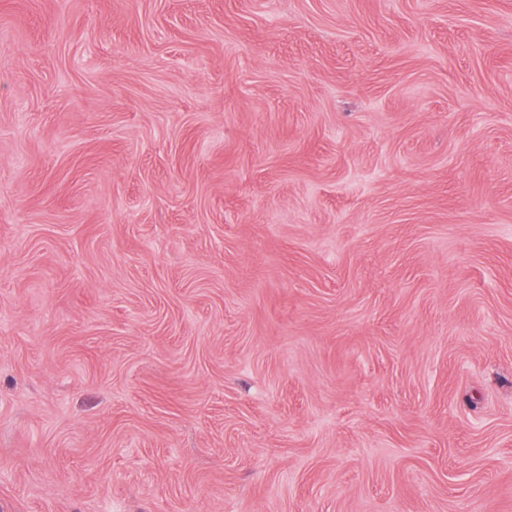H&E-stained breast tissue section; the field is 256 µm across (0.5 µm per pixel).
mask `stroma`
Segmentation results:
<instances>
[{
    "label": "stroma",
    "mask_w": 512,
    "mask_h": 512,
    "mask_svg": "<svg viewBox=\"0 0 512 512\" xmlns=\"http://www.w3.org/2000/svg\"><path fill=\"white\" fill-rule=\"evenodd\" d=\"M0 512H512V0H0Z\"/></svg>",
    "instance_id": "1"
}]
</instances>
